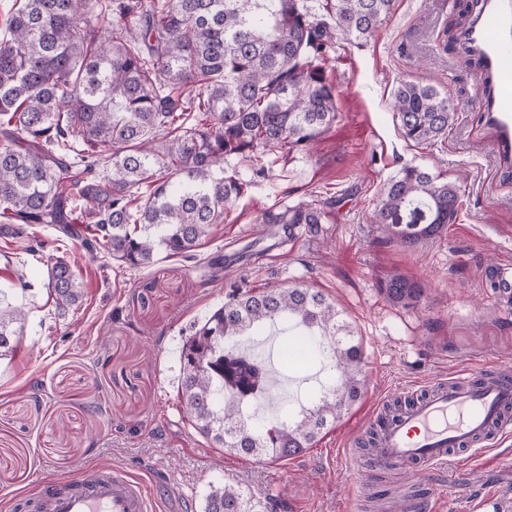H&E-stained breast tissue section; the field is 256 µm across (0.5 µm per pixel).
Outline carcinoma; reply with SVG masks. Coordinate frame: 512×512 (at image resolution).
Segmentation results:
<instances>
[{"instance_id": "1", "label": "carcinoma", "mask_w": 512, "mask_h": 512, "mask_svg": "<svg viewBox=\"0 0 512 512\" xmlns=\"http://www.w3.org/2000/svg\"><path fill=\"white\" fill-rule=\"evenodd\" d=\"M394 0H15L0 33V235L44 246L53 227L93 258L147 267L164 251L194 252L252 177L231 158L309 148L338 119L326 65L336 41H362ZM404 138L433 144L456 108L429 84L404 82L393 99ZM460 187L416 165L386 183L375 222L413 246L419 224L456 219ZM288 205L264 224L328 223L330 208ZM47 288L65 312L83 297L62 256L47 257ZM387 297L413 305L424 286L400 274ZM279 322L307 328L298 344L328 369L320 395L276 426L248 419L267 381L264 359L234 338ZM26 312L0 305V359L23 336ZM363 350L336 306L297 285L254 293L230 285L180 353L179 398L194 430L239 456L287 459L365 391ZM205 512H253L245 492L210 491Z\"/></svg>"}]
</instances>
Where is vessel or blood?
<instances>
[{
    "label": "vessel or blood",
    "instance_id": "vessel-or-blood-1",
    "mask_svg": "<svg viewBox=\"0 0 512 512\" xmlns=\"http://www.w3.org/2000/svg\"><path fill=\"white\" fill-rule=\"evenodd\" d=\"M466 37L483 60L484 112L496 130L501 160L512 159V0H486ZM376 442L362 469L425 472L447 465L453 452L481 454L512 437V370H465L434 383L395 412L377 419ZM157 481L127 470L86 468L45 482L39 493L14 498L16 512H155Z\"/></svg>",
    "mask_w": 512,
    "mask_h": 512
}]
</instances>
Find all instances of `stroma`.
<instances>
[{"label": "stroma", "instance_id": "35a3bbf8", "mask_svg": "<svg viewBox=\"0 0 512 512\" xmlns=\"http://www.w3.org/2000/svg\"><path fill=\"white\" fill-rule=\"evenodd\" d=\"M459 0H395L366 41H337L327 76L339 120L310 151L264 152L267 177L228 211L194 260L159 254L147 267L92 259L79 240L61 242L85 296L58 316L48 292L47 254L0 236V289L27 310L25 332L0 360V512L49 476L119 466L164 479V512H204L210 488L233 485L257 512H388L376 501L417 481L418 503L472 512L494 497L512 512V446L480 457L461 453L417 478L392 470L362 477L351 441L394 394L463 369L512 365V305L485 286L488 265L512 263V173H504L495 132L481 112L480 68L457 40L469 20ZM438 86L457 114L435 145L405 139L392 108L401 82ZM418 165L461 185L446 236L409 248L386 237L374 210L387 180ZM335 198L317 235L283 237L267 252L253 231L261 215ZM223 260L215 271L214 260ZM31 287L14 289L16 274ZM393 273L425 282L416 306L381 290ZM256 292L304 285L335 302L363 342L362 398L312 448L284 461L210 447L191 427L178 395L179 351L190 326L224 302L230 282ZM448 486L445 499L434 491Z\"/></svg>", "mask_w": 512, "mask_h": 512}]
</instances>
